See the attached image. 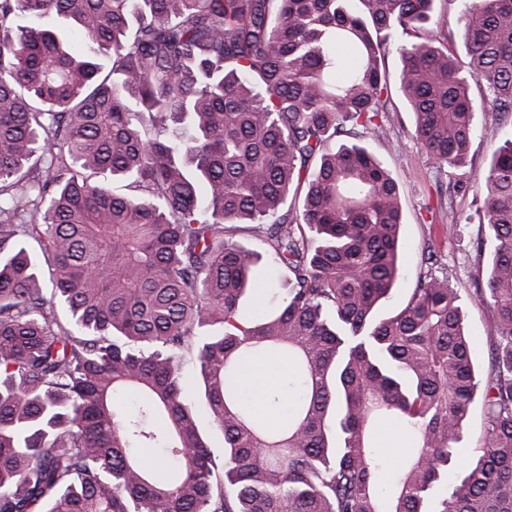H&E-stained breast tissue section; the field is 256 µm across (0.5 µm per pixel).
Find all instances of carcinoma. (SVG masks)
Segmentation results:
<instances>
[{"label": "carcinoma", "instance_id": "obj_1", "mask_svg": "<svg viewBox=\"0 0 512 512\" xmlns=\"http://www.w3.org/2000/svg\"><path fill=\"white\" fill-rule=\"evenodd\" d=\"M434 2L0 0V512H512V137L483 184L459 174L478 116L512 118V0H459L465 66L447 19L418 36ZM391 54L412 138L495 241L483 383L446 272L378 314L403 211L362 138L396 111ZM238 223L288 273L250 316ZM259 359L290 368L265 398L277 425L246 396ZM381 421L405 436L393 467ZM184 373L187 377L188 397L197 409L199 427L206 435L210 448H214L216 462L220 465L222 461L221 448H224V438L206 413L203 392L197 387L198 372L196 363L190 357H187L185 362Z\"/></svg>", "mask_w": 512, "mask_h": 512}]
</instances>
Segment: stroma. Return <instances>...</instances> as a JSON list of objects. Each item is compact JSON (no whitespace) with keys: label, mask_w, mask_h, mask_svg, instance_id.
Instances as JSON below:
<instances>
[{"label":"stroma","mask_w":512,"mask_h":512,"mask_svg":"<svg viewBox=\"0 0 512 512\" xmlns=\"http://www.w3.org/2000/svg\"><path fill=\"white\" fill-rule=\"evenodd\" d=\"M389 120L386 136L368 139L367 145L400 187L404 212L400 229L403 274L379 312L388 314L406 299L417 275L426 269L428 253H436L463 301L464 327L474 340L475 363L480 369H487L492 350L491 311L478 301L477 295L485 285L487 261L493 246L486 243L487 231L481 224L452 228L442 222L440 215L434 214L433 208L438 204L436 183L442 175L413 140L411 114L393 113ZM511 135V126H498L491 118L480 120L479 132L470 150L471 163L465 170L467 177L481 180L493 144Z\"/></svg>","instance_id":"35a3bbf8"}]
</instances>
